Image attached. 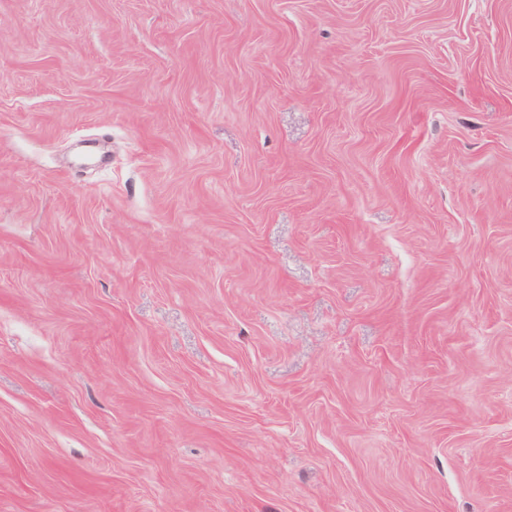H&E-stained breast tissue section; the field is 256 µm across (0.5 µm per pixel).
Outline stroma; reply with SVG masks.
Masks as SVG:
<instances>
[{
  "label": "stroma",
  "mask_w": 512,
  "mask_h": 512,
  "mask_svg": "<svg viewBox=\"0 0 512 512\" xmlns=\"http://www.w3.org/2000/svg\"><path fill=\"white\" fill-rule=\"evenodd\" d=\"M0 512H512V0H0Z\"/></svg>",
  "instance_id": "obj_1"
}]
</instances>
